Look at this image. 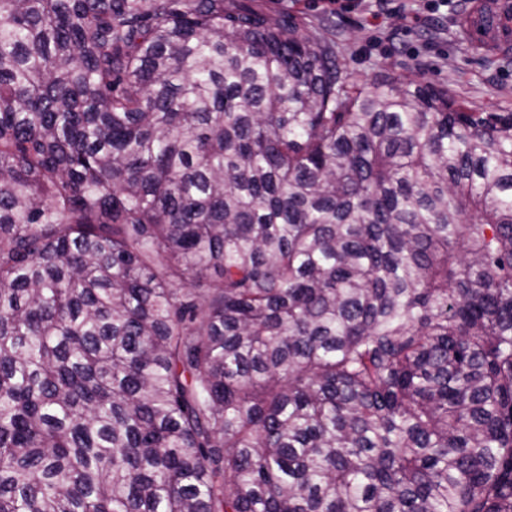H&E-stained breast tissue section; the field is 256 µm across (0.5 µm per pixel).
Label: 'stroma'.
Returning a JSON list of instances; mask_svg holds the SVG:
<instances>
[{"label": "stroma", "mask_w": 512, "mask_h": 512, "mask_svg": "<svg viewBox=\"0 0 512 512\" xmlns=\"http://www.w3.org/2000/svg\"><path fill=\"white\" fill-rule=\"evenodd\" d=\"M337 11L329 0H271L270 12L297 15L335 38L352 79L366 87L383 70L447 90L476 112H512V64L499 50L467 41L469 0H355Z\"/></svg>", "instance_id": "1"}]
</instances>
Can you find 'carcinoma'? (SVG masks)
<instances>
[{"label":"carcinoma","instance_id":"obj_1","mask_svg":"<svg viewBox=\"0 0 512 512\" xmlns=\"http://www.w3.org/2000/svg\"><path fill=\"white\" fill-rule=\"evenodd\" d=\"M0 512H512V112L0 0Z\"/></svg>","mask_w":512,"mask_h":512}]
</instances>
